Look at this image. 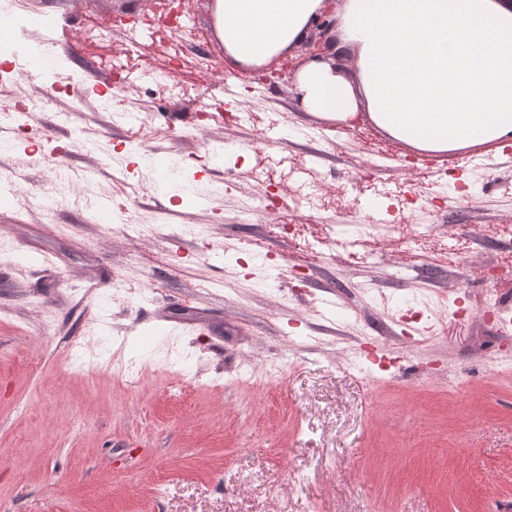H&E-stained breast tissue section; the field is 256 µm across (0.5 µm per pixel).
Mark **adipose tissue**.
I'll return each instance as SVG.
<instances>
[{"label": "adipose tissue", "instance_id": "obj_1", "mask_svg": "<svg viewBox=\"0 0 512 512\" xmlns=\"http://www.w3.org/2000/svg\"><path fill=\"white\" fill-rule=\"evenodd\" d=\"M322 0H216L225 54L261 65L303 44ZM325 59L297 76L302 106L346 120L365 107L428 153L512 139V0H341Z\"/></svg>", "mask_w": 512, "mask_h": 512}]
</instances>
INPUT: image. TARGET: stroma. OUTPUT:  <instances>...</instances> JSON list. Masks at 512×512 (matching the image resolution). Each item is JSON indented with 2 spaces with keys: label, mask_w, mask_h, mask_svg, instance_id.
<instances>
[{
  "label": "stroma",
  "mask_w": 512,
  "mask_h": 512,
  "mask_svg": "<svg viewBox=\"0 0 512 512\" xmlns=\"http://www.w3.org/2000/svg\"><path fill=\"white\" fill-rule=\"evenodd\" d=\"M185 2L168 43L146 26L135 46L158 71L178 50L188 99L133 85L120 124L102 93L107 60L135 47L112 21L121 0L0 6L43 20L0 47L56 61L31 72L14 55L0 72V173L13 189L0 207V512H512V285L498 287L503 321L483 316L485 270L512 260V140L429 154L365 111L311 114L294 80L273 77L280 60L229 66L210 0ZM68 75L49 111L12 113ZM219 102L253 123L182 122ZM269 154L282 216L326 236L321 254L244 222ZM147 155L179 159L175 181L193 198L162 194ZM366 172L407 193L404 232L386 229L393 202L370 197ZM310 177L318 211L297 197ZM44 191L71 203L45 212ZM100 196L156 232L94 223L84 201ZM369 214L384 228L366 238ZM420 231V254L405 252L403 234ZM456 236L464 253L445 261ZM119 280L130 292L116 299ZM369 336L394 366L360 358Z\"/></svg>",
  "instance_id": "stroma-1"
}]
</instances>
